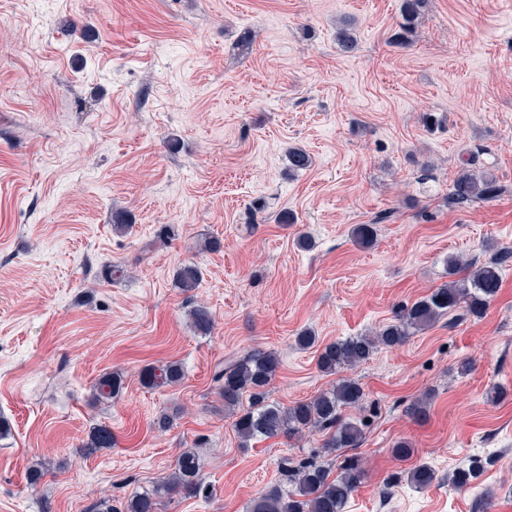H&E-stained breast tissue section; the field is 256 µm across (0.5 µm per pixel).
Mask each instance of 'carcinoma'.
Here are the masks:
<instances>
[{"instance_id": "cac0c4a2", "label": "carcinoma", "mask_w": 512, "mask_h": 512, "mask_svg": "<svg viewBox=\"0 0 512 512\" xmlns=\"http://www.w3.org/2000/svg\"><path fill=\"white\" fill-rule=\"evenodd\" d=\"M425 6L426 0H402V24L400 31L391 37L392 44L405 47L411 43ZM336 41L345 52L357 47L356 35L348 25L337 30ZM287 160L288 171L293 173L311 166L310 155L300 147L288 148ZM503 192V186L491 173L464 168L453 180L447 200L448 205L463 208L477 201H490ZM385 219L387 216L379 215L371 224L355 225L351 230L353 241L361 247L373 245L376 225ZM507 259L505 255L480 263L459 255L448 256L446 267L450 280L447 283L402 307L392 321L372 334L349 336L324 346L318 356L320 371L334 374L357 366L376 350L399 346L444 317L482 316L501 287V266ZM175 278L178 287L189 294L198 287L201 270L194 263H186L177 270ZM190 317L198 333L205 335L211 331L213 317L207 307H193ZM279 366L276 353L254 349L239 358L228 357L214 369V388L224 401V409L234 415V428L241 444L246 447L253 440L279 436L293 439L318 430L328 434L324 442L328 449L358 447L364 436L363 426L356 419L344 417L343 410L363 406L365 393L360 384L340 378L313 399L284 406L269 398L268 387ZM183 378L184 370L178 361L147 365L139 372L141 385L151 389L175 385ZM124 387L123 374H105L94 388V398L114 399ZM113 445L112 430L100 425L92 429L82 447L91 453ZM332 471L329 463L314 457L299 462L287 458L281 466L282 481L254 498L249 512H343L352 493L364 481L365 471L356 457L345 459L337 476H332ZM435 479V472L426 465H418L407 473V480L419 488L431 485ZM205 489L200 457L194 450L185 449L178 455L169 477L158 481L153 489L134 495L118 506L103 500L88 512H158L160 501L173 493L196 498Z\"/></svg>"}]
</instances>
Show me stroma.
Segmentation results:
<instances>
[{"label":"stroma","mask_w":512,"mask_h":512,"mask_svg":"<svg viewBox=\"0 0 512 512\" xmlns=\"http://www.w3.org/2000/svg\"><path fill=\"white\" fill-rule=\"evenodd\" d=\"M401 0H0V512H87L170 473L198 445L208 494L159 512H247L283 458L361 459L344 512H494L512 502V260L480 318L442 319L350 370L367 398L358 448L324 433L241 447L215 365L276 352L272 401L333 382L320 348L371 332L447 282L449 254L512 251V0H428L392 46ZM353 20L358 46L336 30ZM176 149H169V139ZM300 146L313 163L287 171ZM431 164L430 188L417 182ZM506 191L452 208L461 168ZM130 228L117 233L112 213ZM377 225L373 247L351 239ZM290 223H279L281 214ZM374 223V222H373ZM314 247H298L300 234ZM221 248L203 252L202 238ZM197 264L192 292L174 274ZM123 267L114 280L108 266ZM209 308L210 333L188 315ZM317 344L301 349L298 333ZM473 369L460 376L461 361ZM180 362L183 381L139 370ZM120 397L93 398L104 374ZM426 419L408 406L424 392ZM175 414L167 432L161 412ZM109 426L116 444H82ZM405 441L413 453L393 455ZM469 484L450 481L470 460ZM47 472L30 486L34 461ZM424 464L427 488L407 473ZM183 378L184 370L181 363L177 361L147 365L139 372L141 385L151 389L175 385L181 382ZM125 387L123 374L112 372L103 375L94 388V398L97 401H107L118 397Z\"/></svg>","instance_id":"1"}]
</instances>
